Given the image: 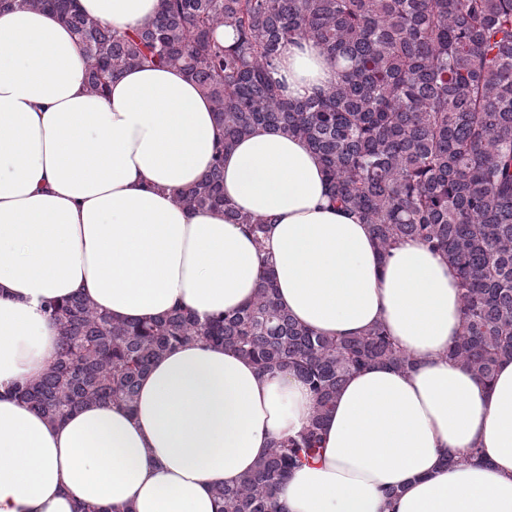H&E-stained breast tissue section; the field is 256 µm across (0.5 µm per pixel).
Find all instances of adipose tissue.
I'll return each mask as SVG.
<instances>
[{
    "instance_id": "1",
    "label": "adipose tissue",
    "mask_w": 512,
    "mask_h": 512,
    "mask_svg": "<svg viewBox=\"0 0 512 512\" xmlns=\"http://www.w3.org/2000/svg\"><path fill=\"white\" fill-rule=\"evenodd\" d=\"M77 3L128 30L159 0ZM337 71L302 40L274 77L303 98ZM222 136L212 101L181 70L134 67L100 96L53 12H0V512H215L216 486L237 485L274 440L308 426L315 398L294 373L195 342L152 362L134 409L90 404L61 423L11 389L55 357L46 300L86 296L123 322L179 305L203 320L249 303L267 266L301 324L344 338L381 323L413 360L342 385L321 460L280 490L285 512H512V361L487 384L449 360L462 312L445 256L417 240L381 254L370 225L330 205L315 156L264 126L224 154L225 199L268 222L256 247L224 211L177 200Z\"/></svg>"
}]
</instances>
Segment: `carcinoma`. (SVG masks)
<instances>
[{
	"label": "carcinoma",
	"instance_id": "carcinoma-1",
	"mask_svg": "<svg viewBox=\"0 0 512 512\" xmlns=\"http://www.w3.org/2000/svg\"><path fill=\"white\" fill-rule=\"evenodd\" d=\"M51 9L81 45L90 91L127 69L187 73L211 98L224 140L209 171L181 191L190 210L224 208L262 244L266 224L224 201L223 155L258 125L299 139L325 168L330 201L372 226L380 251L417 239L442 252L461 288L463 324L448 352L486 384L512 360V0H159L142 28L120 31L74 0H0ZM230 26L233 44L215 32ZM308 39L338 61L324 91L289 98L271 77L282 49ZM266 268L253 300L205 321L178 307L150 324L112 320L87 297L52 300L55 359L12 394L52 421L92 403L134 407L140 377L195 341L232 349L258 369L309 386L308 427L273 443L217 512H284L277 493L294 468L322 457V427L347 378L373 364L411 367L381 324L361 336L315 334L282 309Z\"/></svg>",
	"mask_w": 512,
	"mask_h": 512
}]
</instances>
